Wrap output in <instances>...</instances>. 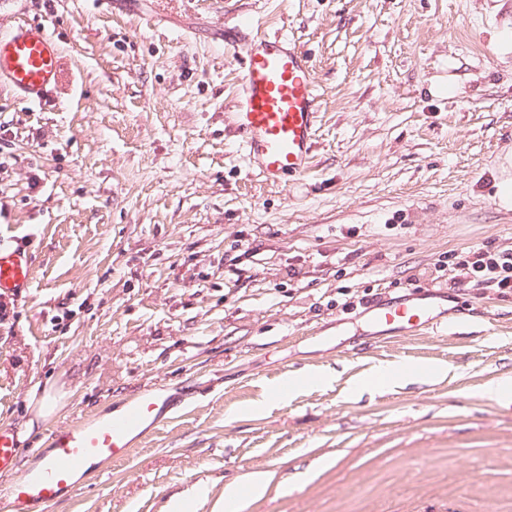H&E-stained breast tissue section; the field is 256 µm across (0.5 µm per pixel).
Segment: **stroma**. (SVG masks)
Wrapping results in <instances>:
<instances>
[{
	"label": "stroma",
	"instance_id": "stroma-1",
	"mask_svg": "<svg viewBox=\"0 0 512 512\" xmlns=\"http://www.w3.org/2000/svg\"><path fill=\"white\" fill-rule=\"evenodd\" d=\"M21 21L62 73L37 105L0 83V234L34 268L0 297V424L35 443L146 388L189 394L53 512H214L254 472L242 512H512V402L484 392L512 378V293L430 278L512 249V0H0V31ZM242 22L315 67L313 167L280 184L233 122ZM425 290L463 318L374 335L368 304ZM387 363L445 372L348 395Z\"/></svg>",
	"mask_w": 512,
	"mask_h": 512
}]
</instances>
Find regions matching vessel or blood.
Returning <instances> with one entry per match:
<instances>
[{"label": "vessel or blood", "mask_w": 512, "mask_h": 512, "mask_svg": "<svg viewBox=\"0 0 512 512\" xmlns=\"http://www.w3.org/2000/svg\"><path fill=\"white\" fill-rule=\"evenodd\" d=\"M242 40L241 95L234 122L249 160L272 183L303 176L312 164L319 110L314 67L282 37L251 30ZM59 63L58 44L44 26L24 22L0 34V82L29 102L42 101L56 83ZM32 279L24 244L0 235V296L20 293ZM368 320L380 332L402 336L443 325L430 301L412 296L374 308ZM171 408V398L149 388L116 409L47 430L39 448L24 446L0 426V512H52L88 480L125 459Z\"/></svg>", "instance_id": "b4317fda"}]
</instances>
